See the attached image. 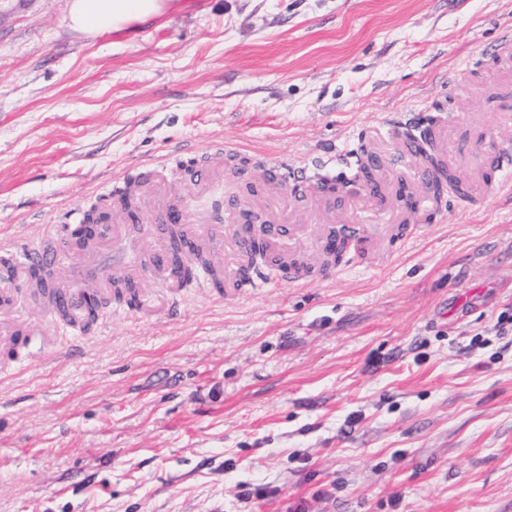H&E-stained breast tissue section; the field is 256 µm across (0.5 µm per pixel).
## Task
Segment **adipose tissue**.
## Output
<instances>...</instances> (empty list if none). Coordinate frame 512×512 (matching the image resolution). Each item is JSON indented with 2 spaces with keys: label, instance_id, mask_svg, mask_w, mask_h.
<instances>
[{
  "label": "adipose tissue",
  "instance_id": "1",
  "mask_svg": "<svg viewBox=\"0 0 512 512\" xmlns=\"http://www.w3.org/2000/svg\"><path fill=\"white\" fill-rule=\"evenodd\" d=\"M172 0H70L67 27L88 37L132 30L162 17Z\"/></svg>",
  "mask_w": 512,
  "mask_h": 512
}]
</instances>
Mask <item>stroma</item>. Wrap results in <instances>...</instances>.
Returning <instances> with one entry per match:
<instances>
[{"instance_id":"obj_1","label":"stroma","mask_w":512,"mask_h":512,"mask_svg":"<svg viewBox=\"0 0 512 512\" xmlns=\"http://www.w3.org/2000/svg\"><path fill=\"white\" fill-rule=\"evenodd\" d=\"M68 7L0 0V257L113 214L116 180L140 189L118 224L168 200L352 224L309 189L363 150L405 231L220 298L144 274L145 308L79 336L21 291L0 351L37 335L0 371V512H512V172L486 164L512 147V0H174L96 38ZM438 113L436 195L403 140ZM185 140L211 181L145 175Z\"/></svg>"}]
</instances>
